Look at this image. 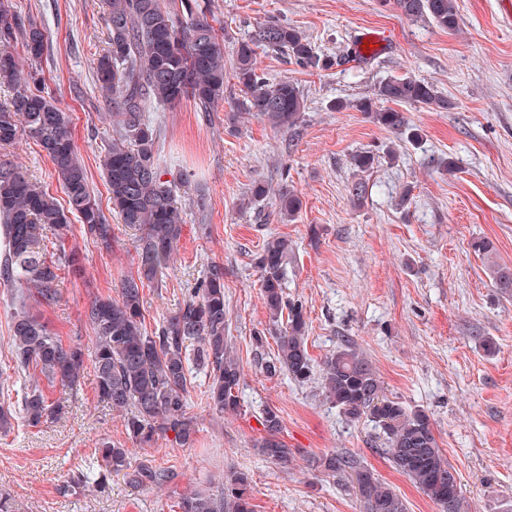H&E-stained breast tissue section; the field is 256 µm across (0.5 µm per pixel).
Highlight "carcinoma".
I'll return each mask as SVG.
<instances>
[{
	"instance_id": "obj_1",
	"label": "carcinoma",
	"mask_w": 512,
	"mask_h": 512,
	"mask_svg": "<svg viewBox=\"0 0 512 512\" xmlns=\"http://www.w3.org/2000/svg\"><path fill=\"white\" fill-rule=\"evenodd\" d=\"M108 49L96 59L95 85L112 102V143L101 160L112 211L121 223L140 232L136 248L137 271L121 280L119 298H97L87 310L93 331L92 346L65 344L42 315L22 306L10 327L15 359L13 370L39 372L61 397L50 399L38 384L25 387L19 414L30 426L57 420L66 413L69 397L77 392L85 360L97 377L98 397L112 409L124 412L129 438L149 445L174 434L180 446L194 442L195 427L187 416L189 364L209 373L207 405L222 415L239 410L241 369L225 341L228 319L224 304V267L214 264L194 286L177 312L151 334L143 326L142 291L147 282L159 281L173 260L183 229L182 209L176 202V183L163 179L156 144L158 129L146 112L153 104L176 105L192 100L209 111L224 95V41L208 19L204 0H104ZM409 19H426L440 30L455 34L460 17L454 0H396ZM26 59L39 60L46 49L43 30L17 15L0 0V87L11 90L9 103L0 104V146L32 140L46 153L68 197L70 212L78 213L85 235L105 249L112 247V224L89 183L86 167L75 146L71 120L45 94L39 79L24 74L15 46ZM285 51L295 64L321 68L323 59L295 26L268 21L233 48V71L247 111L263 117L273 128L297 126L302 101L290 80L271 84L257 72L259 48ZM421 104L446 109L450 102L434 86L412 76L379 82L373 97L356 107L374 123L398 134L418 139L401 104ZM370 151L352 155L360 172L373 168ZM281 221L295 219L300 198L290 189L278 192ZM71 231L67 212L28 172L12 162H0V281L12 288L31 289L40 302L51 305L60 297V271H77L75 253L60 250L55 260L44 253L53 236L65 243ZM475 252L489 262L495 286L512 292V268L494 260L492 243L471 242ZM288 240L270 237L257 257L260 289L270 319L278 326L277 355L268 372L284 370L304 385L318 378L321 394L351 423L367 420L379 429L393 467L404 474L439 508V512H464L457 470L444 457L430 416L407 410L402 402L384 395L383 381L363 352L344 344L315 370L306 345V312L299 301L284 293ZM286 321H281L282 317ZM265 436L258 444L270 461L286 465L292 451L280 438L282 421L276 411L262 416ZM98 454L109 472H128L137 486L161 487L167 470L140 463L130 468L128 449L109 440L99 442ZM318 466L355 483L363 512H408L407 502L391 485L380 480L350 456L327 455ZM181 512H254L251 486L244 473L227 476L217 493L193 491L179 502Z\"/></svg>"
}]
</instances>
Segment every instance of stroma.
<instances>
[{
	"mask_svg": "<svg viewBox=\"0 0 512 512\" xmlns=\"http://www.w3.org/2000/svg\"><path fill=\"white\" fill-rule=\"evenodd\" d=\"M42 27L48 48L37 67L46 93L69 113L75 143L103 210L112 204L99 158L112 140L108 105L95 87L93 67L107 47L102 0H9ZM512 0H456L460 29L448 35L424 20L405 18L394 0H209L220 20L224 63L232 49L270 19L296 26L332 65L299 67L272 51L257 67L269 81L297 83L304 108L296 127L277 131L247 113L234 79L208 112L193 101L156 104L148 115L166 179L178 183L185 225L161 285L143 291L147 330L182 305L186 288L211 264L224 267L227 339L242 367L237 413L206 404L209 379L191 370L188 412L192 447L168 439L141 446L128 438L123 417L98 397L92 367L62 419L30 427L14 421L0 434V493L13 512H180L193 490L216 492L228 471L252 480L254 512H363L351 484L316 468L319 457L348 454L396 488L408 512L438 507L389 462L373 423H351L321 394L318 381L301 385L287 373L268 374L277 353L275 327L259 291L255 258L269 236L291 249L285 292L307 316V348L314 363L352 342L371 361L389 398L426 410L440 448L457 469L469 512H512V295L495 288L471 242L490 240L499 263L512 266ZM383 33L384 51L337 64L360 34ZM413 76L433 84L450 109L403 105L420 134L409 143L375 124L356 104L386 78ZM376 156L373 169L351 164L359 151ZM0 160L22 166L58 201L62 184L33 142L0 147ZM363 180L366 194L349 187ZM288 188L302 201L295 221L280 222L274 198L248 200L252 182ZM210 199L206 215L193 207ZM207 231H200V224ZM64 246L76 250L84 272L62 270L60 301L42 312L64 341L89 346L86 310L98 297H117L124 275L136 269L133 229L112 219V247L103 249L71 218ZM263 344H256V336ZM496 349L486 352L484 339ZM274 409L288 465L270 462L256 443L261 416ZM129 448L132 463L151 460L168 469L156 490L136 487L124 474L106 489L99 439ZM90 481L61 493L73 474Z\"/></svg>",
	"mask_w": 512,
	"mask_h": 512,
	"instance_id": "1",
	"label": "stroma"
}]
</instances>
